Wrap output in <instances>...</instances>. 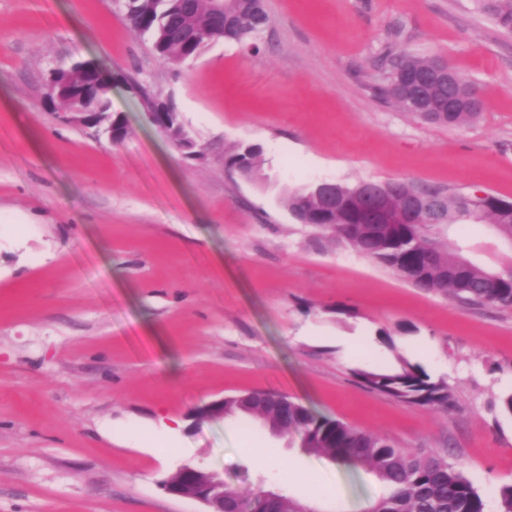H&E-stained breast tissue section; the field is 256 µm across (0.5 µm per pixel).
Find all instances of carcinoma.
<instances>
[{
	"label": "carcinoma",
	"mask_w": 512,
	"mask_h": 512,
	"mask_svg": "<svg viewBox=\"0 0 512 512\" xmlns=\"http://www.w3.org/2000/svg\"><path fill=\"white\" fill-rule=\"evenodd\" d=\"M485 9L499 28L512 33V0H488ZM124 19L134 35L149 39L156 56L174 63L197 56L207 45L200 36L181 47L168 46L170 32L178 22L190 30L203 28L210 37L239 43L254 55L261 50L258 29L269 24L268 14L258 0H231L222 30L212 24L205 5L187 16L181 0H139L138 13L126 14ZM386 56L390 57L387 93L403 110L428 122L451 126L464 125L480 113L469 106L448 111V87L442 81L417 92L409 78L432 70L434 60L390 50ZM83 69L84 65L77 64L59 71L60 78L67 80L66 91L71 96L79 94L82 86L70 75ZM261 155L258 145H234L224 152V167L260 184L265 181ZM281 201L302 222L317 210L311 187L285 190ZM317 228L334 234L337 240L418 288L450 295L465 306L512 308V268L488 274L453 247L444 229L436 224L427 223L422 229L408 224L379 226L375 233L365 235L355 226L354 209L347 208L337 213L332 223L319 224ZM355 376L367 388L399 401L442 410L452 405L445 380H434L421 367L405 361L393 371L357 370ZM224 407L230 416L260 417L272 433L297 438L301 447L309 451L349 467L367 466L374 470L388 492L367 512H485L481 494L443 454L410 453L395 447L388 438L317 415L291 398L286 415L274 397L265 393L245 400L227 397ZM265 494L267 491L261 489L246 500L226 488L224 508L227 512H296L299 507L298 500L283 493L271 502Z\"/></svg>",
	"instance_id": "1"
}]
</instances>
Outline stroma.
<instances>
[{
    "mask_svg": "<svg viewBox=\"0 0 512 512\" xmlns=\"http://www.w3.org/2000/svg\"><path fill=\"white\" fill-rule=\"evenodd\" d=\"M261 51L206 45L171 65L113 0H0V512H205L159 486L185 464L244 497L277 490L318 512L386 493L248 416L195 422L209 401L260 389L319 415L446 454L498 512L512 484V309L467 308L298 223L282 189L408 180L512 201V34L480 0H265ZM437 57L479 90L462 126L429 123L386 92V50ZM119 76V143L44 98L53 70ZM133 79L171 100L202 158L153 125ZM262 149L260 187L224 168ZM448 240L512 267L487 224ZM421 366L448 411L362 385L360 369ZM182 427L164 431L169 418ZM273 465L254 467L249 449Z\"/></svg>",
    "mask_w": 512,
    "mask_h": 512,
    "instance_id": "obj_1",
    "label": "stroma"
}]
</instances>
